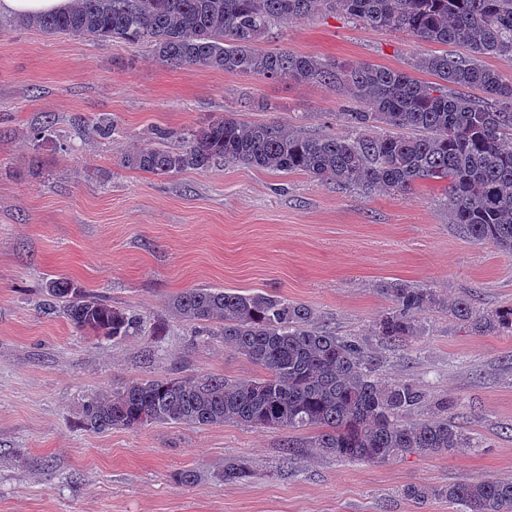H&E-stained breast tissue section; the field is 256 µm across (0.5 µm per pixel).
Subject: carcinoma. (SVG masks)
Instances as JSON below:
<instances>
[{"label": "carcinoma", "mask_w": 512, "mask_h": 512, "mask_svg": "<svg viewBox=\"0 0 512 512\" xmlns=\"http://www.w3.org/2000/svg\"><path fill=\"white\" fill-rule=\"evenodd\" d=\"M319 6L365 27L460 44L469 56L424 54L409 72L259 47L278 24ZM19 23L50 34L147 40L174 67L326 85L354 105L336 113L344 135H311L228 112L181 134L177 148L125 154V168L167 177L224 161L302 173L346 191L400 196L424 182H444L450 223L471 241L512 254V76L483 62L512 60V0H73L63 11ZM416 71L437 81H424ZM383 291L393 306L376 321V333L392 343L422 334L421 316L434 310L480 334L512 331V306L484 313L465 299L449 304L432 288L402 281L384 284ZM43 295L49 309L81 332L117 339L144 330L135 310L116 307L67 277L49 281ZM170 309L221 338L262 376L133 379L87 398L81 427L105 432L171 422L311 428L317 430L311 447L322 454L372 464L472 447L470 436L444 415L407 419L423 393L410 383L377 377L378 358L359 342L317 326L306 304L265 292L189 288L171 300ZM252 474L244 459L224 464L227 482ZM402 494L419 504L437 495L463 512H512V480L462 477L437 489L409 484Z\"/></svg>", "instance_id": "1"}]
</instances>
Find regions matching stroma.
I'll use <instances>...</instances> for the list:
<instances>
[{
	"label": "stroma",
	"mask_w": 512,
	"mask_h": 512,
	"mask_svg": "<svg viewBox=\"0 0 512 512\" xmlns=\"http://www.w3.org/2000/svg\"><path fill=\"white\" fill-rule=\"evenodd\" d=\"M264 47L393 69L436 49L321 8L273 29ZM349 107L329 86L172 67L145 42L47 35L0 16V512H458L402 490L512 480V332L482 335L436 311L405 344L375 332L391 306L382 287L395 280L482 311L512 305V255L449 222L445 184L366 195L240 164L159 177L120 163L159 132L174 147L227 112L320 135L341 133L336 115ZM102 119L117 136L93 133ZM37 127L46 140L33 139ZM54 277L136 310L165 336L77 332L41 307ZM189 288L309 305L320 325L378 356L382 380L423 392L411 419L454 400L451 416L476 447L367 464L322 455L311 429H81L85 398L135 378L260 376L172 315L170 300ZM292 441L306 450L286 466ZM233 458L252 463L250 479L225 482ZM185 470L198 482L178 483Z\"/></svg>",
	"instance_id": "obj_1"
}]
</instances>
